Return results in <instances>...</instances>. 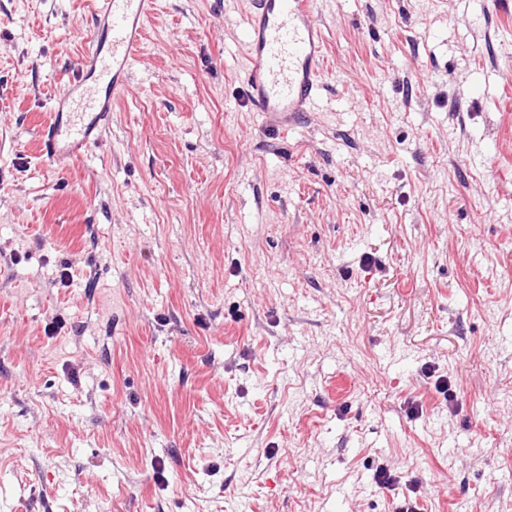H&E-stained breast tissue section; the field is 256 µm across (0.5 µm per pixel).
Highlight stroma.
<instances>
[{
    "mask_svg": "<svg viewBox=\"0 0 512 512\" xmlns=\"http://www.w3.org/2000/svg\"><path fill=\"white\" fill-rule=\"evenodd\" d=\"M96 2L0 0V512H512V0H317L285 129L154 0L56 165Z\"/></svg>",
    "mask_w": 512,
    "mask_h": 512,
    "instance_id": "obj_1",
    "label": "stroma"
}]
</instances>
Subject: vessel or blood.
I'll return each instance as SVG.
<instances>
[{"mask_svg": "<svg viewBox=\"0 0 512 512\" xmlns=\"http://www.w3.org/2000/svg\"><path fill=\"white\" fill-rule=\"evenodd\" d=\"M101 39L59 95L46 131V153L73 162L100 139L113 97L126 89L141 52L152 0H100ZM324 35L315 0H257L246 35L253 104L283 125L312 100L321 75Z\"/></svg>", "mask_w": 512, "mask_h": 512, "instance_id": "1", "label": "vessel or blood"}]
</instances>
